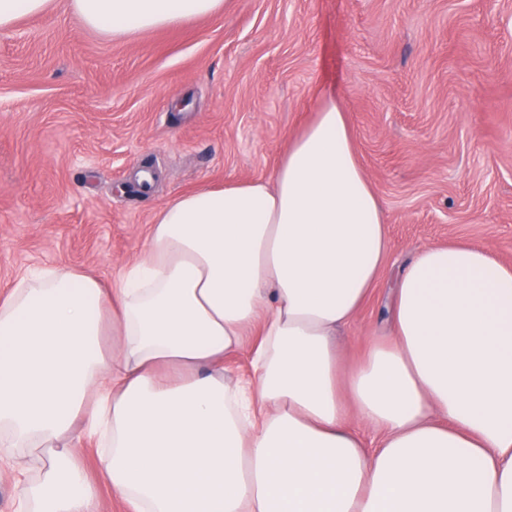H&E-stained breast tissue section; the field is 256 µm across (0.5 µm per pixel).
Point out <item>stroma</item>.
Listing matches in <instances>:
<instances>
[{"instance_id":"1","label":"stroma","mask_w":512,"mask_h":512,"mask_svg":"<svg viewBox=\"0 0 512 512\" xmlns=\"http://www.w3.org/2000/svg\"><path fill=\"white\" fill-rule=\"evenodd\" d=\"M325 88L389 239L336 337L341 375L389 335L417 249L463 240L512 264V0H227L122 37L53 0L0 30V290L50 265L111 280L161 205L270 179ZM79 459L99 512H127L89 442Z\"/></svg>"}]
</instances>
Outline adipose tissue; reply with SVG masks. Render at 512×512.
Segmentation results:
<instances>
[{"label":"adipose tissue","mask_w":512,"mask_h":512,"mask_svg":"<svg viewBox=\"0 0 512 512\" xmlns=\"http://www.w3.org/2000/svg\"><path fill=\"white\" fill-rule=\"evenodd\" d=\"M70 4L121 36L224 0ZM388 251L326 92L272 179L167 202L112 283L69 266L17 279L0 299V458L22 464L17 512H98L83 439L105 443L99 479L129 512H512V265L464 242L418 249L390 337L340 382L334 337ZM255 326L251 376L226 381L225 354Z\"/></svg>","instance_id":"1"}]
</instances>
